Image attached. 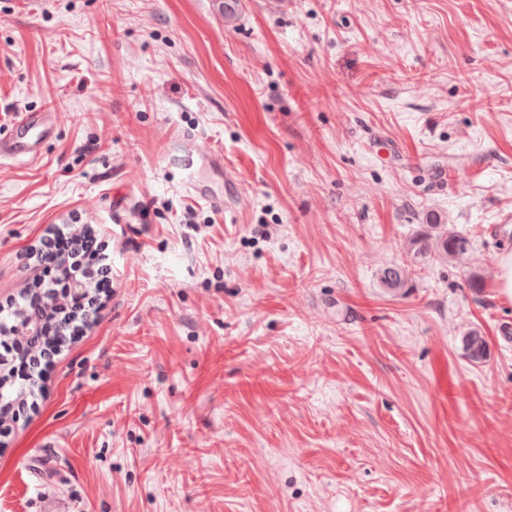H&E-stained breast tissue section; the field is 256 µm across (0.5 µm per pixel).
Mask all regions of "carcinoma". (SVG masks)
Here are the masks:
<instances>
[{"label": "carcinoma", "instance_id": "carcinoma-1", "mask_svg": "<svg viewBox=\"0 0 512 512\" xmlns=\"http://www.w3.org/2000/svg\"><path fill=\"white\" fill-rule=\"evenodd\" d=\"M470 240L448 230L438 223L437 217H426V230L412 238L405 250L406 260L384 268L379 276L381 287L388 291L400 292L409 287L410 267L427 259H459L470 250ZM463 344L469 359L481 362L487 357L486 341L476 330L463 337Z\"/></svg>", "mask_w": 512, "mask_h": 512}]
</instances>
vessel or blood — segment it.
<instances>
[{
    "label": "vessel or blood",
    "mask_w": 512,
    "mask_h": 512,
    "mask_svg": "<svg viewBox=\"0 0 512 512\" xmlns=\"http://www.w3.org/2000/svg\"><path fill=\"white\" fill-rule=\"evenodd\" d=\"M55 134L51 113L24 112L0 131V160L34 159Z\"/></svg>",
    "instance_id": "obj_1"
}]
</instances>
